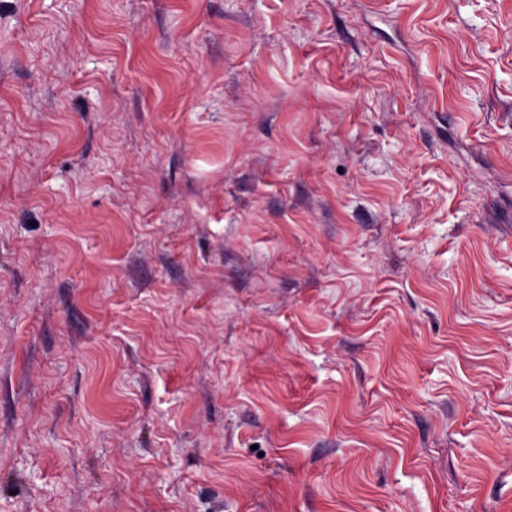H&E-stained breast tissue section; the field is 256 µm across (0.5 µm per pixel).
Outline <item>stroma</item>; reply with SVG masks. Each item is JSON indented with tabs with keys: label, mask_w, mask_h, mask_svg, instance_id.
I'll return each mask as SVG.
<instances>
[{
	"label": "stroma",
	"mask_w": 512,
	"mask_h": 512,
	"mask_svg": "<svg viewBox=\"0 0 512 512\" xmlns=\"http://www.w3.org/2000/svg\"><path fill=\"white\" fill-rule=\"evenodd\" d=\"M0 512H512V0H0Z\"/></svg>",
	"instance_id": "obj_1"
}]
</instances>
